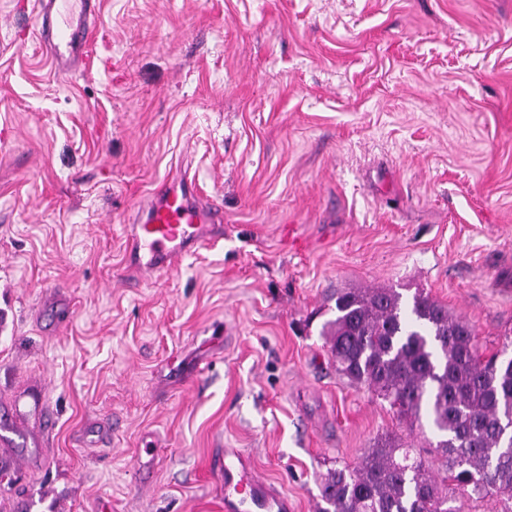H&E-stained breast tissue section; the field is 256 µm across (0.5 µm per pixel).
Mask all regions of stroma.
I'll return each mask as SVG.
<instances>
[{
  "instance_id": "35a3bbf8",
  "label": "stroma",
  "mask_w": 512,
  "mask_h": 512,
  "mask_svg": "<svg viewBox=\"0 0 512 512\" xmlns=\"http://www.w3.org/2000/svg\"><path fill=\"white\" fill-rule=\"evenodd\" d=\"M102 2L62 73L0 0V504L224 512L238 448L317 512L378 440L428 450L320 331L386 287L512 342V0ZM181 172L211 244L130 266Z\"/></svg>"
}]
</instances>
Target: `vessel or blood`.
Returning a JSON list of instances; mask_svg holds the SVG:
<instances>
[{"mask_svg":"<svg viewBox=\"0 0 512 512\" xmlns=\"http://www.w3.org/2000/svg\"><path fill=\"white\" fill-rule=\"evenodd\" d=\"M35 34L60 71L82 58L92 38L101 0H35ZM216 213L209 201L190 200L175 183L154 190L134 218L131 251L147 256L152 268L170 271L190 246L204 243L203 227ZM287 495L261 480L240 449L224 451V512H291Z\"/></svg>","mask_w":512,"mask_h":512,"instance_id":"vessel-or-blood-1","label":"vessel or blood"}]
</instances>
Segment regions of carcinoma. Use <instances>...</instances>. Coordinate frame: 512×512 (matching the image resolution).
<instances>
[{
	"mask_svg": "<svg viewBox=\"0 0 512 512\" xmlns=\"http://www.w3.org/2000/svg\"><path fill=\"white\" fill-rule=\"evenodd\" d=\"M322 336L336 371L409 425L421 412L440 440L445 476L417 448L388 437L322 480L319 512H469L492 498L512 512V357L480 350L474 328L423 292L405 303L393 288L336 293ZM455 494L440 490L439 482Z\"/></svg>",
	"mask_w": 512,
	"mask_h": 512,
	"instance_id": "cac0c4a2",
	"label": "carcinoma"
}]
</instances>
